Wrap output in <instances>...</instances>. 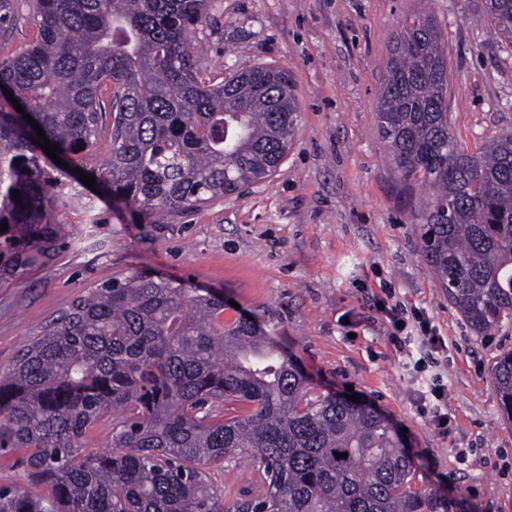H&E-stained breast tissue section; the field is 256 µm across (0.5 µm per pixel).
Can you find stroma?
Masks as SVG:
<instances>
[{"label":"stroma","mask_w":512,"mask_h":512,"mask_svg":"<svg viewBox=\"0 0 512 512\" xmlns=\"http://www.w3.org/2000/svg\"><path fill=\"white\" fill-rule=\"evenodd\" d=\"M429 8L448 44V117L467 150L512 132V44L491 30L486 0H209L191 26L208 77L271 64L288 70L296 133L269 180L177 213L145 218L75 175L53 194L52 240L0 242V369L85 290L138 272L224 296L225 319L250 316L295 358L312 386L372 405L403 431L419 485L457 512H512V423L492 357L512 323L470 330L423 259L418 218L430 193L404 196L378 133L391 41ZM0 40V61L33 42L29 0ZM422 314L448 346L439 372L448 419L415 400L407 365L375 301ZM247 457L210 471L225 506L253 491Z\"/></svg>","instance_id":"35a3bbf8"}]
</instances>
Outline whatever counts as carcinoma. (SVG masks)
Returning <instances> with one entry per match:
<instances>
[{
    "mask_svg": "<svg viewBox=\"0 0 512 512\" xmlns=\"http://www.w3.org/2000/svg\"><path fill=\"white\" fill-rule=\"evenodd\" d=\"M207 7L36 0L37 38L0 62V84L72 167L96 149L110 112L112 150L90 174L145 217L231 194L277 171L298 103L286 69L216 83L195 68L186 32ZM486 8L511 42L512 0ZM447 93V44L424 12L394 37L379 130L400 182L431 191L423 257L485 335L512 321V133L462 149ZM32 136L21 113L0 107V223L11 246L55 233L58 179ZM491 376L512 422V350L493 359ZM97 428L109 447H82ZM7 448L25 450L26 469L23 486H0V512H230L209 470L240 454L261 491L235 512H454L447 497L413 486L410 455L373 408L313 392L258 321L224 320V297L146 272L88 289L0 371Z\"/></svg>",
    "mask_w": 512,
    "mask_h": 512,
    "instance_id": "obj_1",
    "label": "carcinoma"
}]
</instances>
